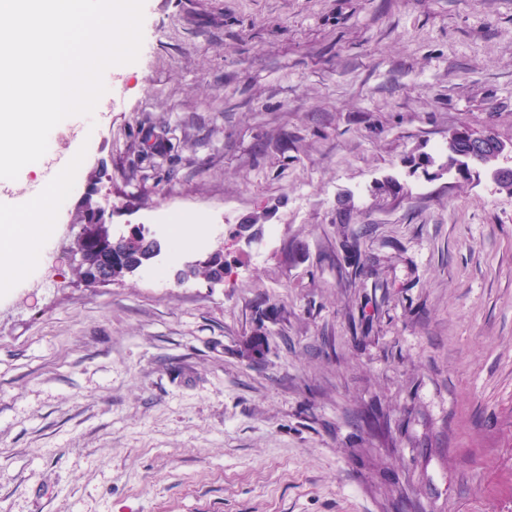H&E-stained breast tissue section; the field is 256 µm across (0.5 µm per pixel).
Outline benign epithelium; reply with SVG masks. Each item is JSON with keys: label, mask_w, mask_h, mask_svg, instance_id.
Returning a JSON list of instances; mask_svg holds the SVG:
<instances>
[{"label": "benign epithelium", "mask_w": 512, "mask_h": 512, "mask_svg": "<svg viewBox=\"0 0 512 512\" xmlns=\"http://www.w3.org/2000/svg\"><path fill=\"white\" fill-rule=\"evenodd\" d=\"M488 152H494L500 156L504 154L505 149L493 139L490 133L479 136L473 135L469 140L465 160L468 162L479 160ZM104 234L107 235L110 246L115 249L129 246L158 247V239L150 236L145 228L140 226L132 227L126 234L112 235L109 225L106 224L104 212L101 210L95 211V224L91 226V230L82 239L81 245L77 247V251L81 254L82 280L91 285L112 281L111 266L93 259L94 249H92V246L99 244V240Z\"/></svg>", "instance_id": "7a95c632"}]
</instances>
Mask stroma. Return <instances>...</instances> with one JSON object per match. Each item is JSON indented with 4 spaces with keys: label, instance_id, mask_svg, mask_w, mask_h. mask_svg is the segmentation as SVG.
<instances>
[{
    "label": "stroma",
    "instance_id": "35a3bbf8",
    "mask_svg": "<svg viewBox=\"0 0 512 512\" xmlns=\"http://www.w3.org/2000/svg\"><path fill=\"white\" fill-rule=\"evenodd\" d=\"M111 73L0 179L81 156L0 294V512H512V192L445 149L512 144V0H145ZM88 202L160 256L85 286ZM466 132V129L453 132L448 138L447 143L449 163L451 165H455L458 162L459 166H466V173L470 172V165L466 162L470 163L471 161L480 160L488 152H494L499 157L506 151V149H503L497 141L493 139V136L490 133L479 136L472 135L469 140L468 148ZM496 154L490 153L485 155L481 159L482 163H477L475 165L491 166L493 162L497 160ZM464 155L466 162L463 160Z\"/></svg>",
    "mask_w": 512,
    "mask_h": 512
}]
</instances>
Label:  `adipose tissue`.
<instances>
[{
  "label": "adipose tissue",
  "instance_id": "ef3b65f1",
  "mask_svg": "<svg viewBox=\"0 0 512 512\" xmlns=\"http://www.w3.org/2000/svg\"><path fill=\"white\" fill-rule=\"evenodd\" d=\"M45 217L39 210L26 221L0 226V291L9 292L19 276L39 265L40 244L58 234V225L46 223Z\"/></svg>",
  "mask_w": 512,
  "mask_h": 512
}]
</instances>
